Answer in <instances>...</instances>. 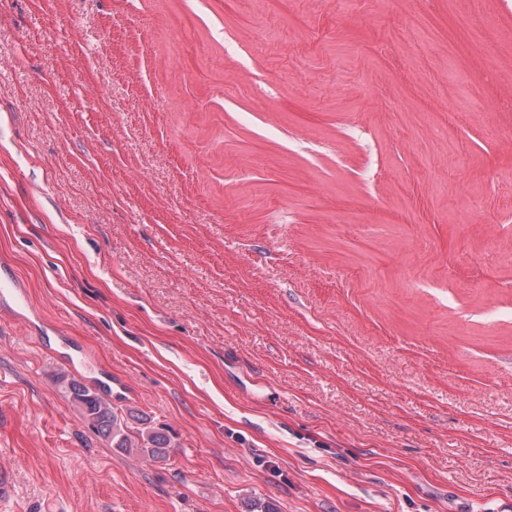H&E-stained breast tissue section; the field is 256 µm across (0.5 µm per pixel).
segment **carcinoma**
Masks as SVG:
<instances>
[{
	"label": "carcinoma",
	"instance_id": "1",
	"mask_svg": "<svg viewBox=\"0 0 512 512\" xmlns=\"http://www.w3.org/2000/svg\"><path fill=\"white\" fill-rule=\"evenodd\" d=\"M58 382L82 421L111 448L147 463L169 460L174 436L167 426L158 427L142 413L113 406L97 389L75 377L63 374Z\"/></svg>",
	"mask_w": 512,
	"mask_h": 512
}]
</instances>
